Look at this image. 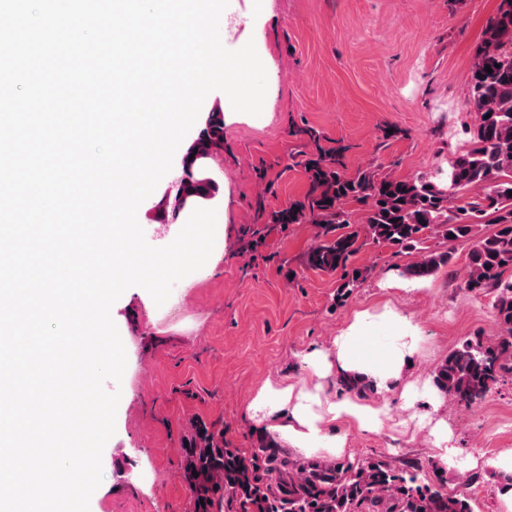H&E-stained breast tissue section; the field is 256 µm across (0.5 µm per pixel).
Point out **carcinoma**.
Listing matches in <instances>:
<instances>
[{
    "label": "carcinoma",
    "instance_id": "carcinoma-1",
    "mask_svg": "<svg viewBox=\"0 0 512 512\" xmlns=\"http://www.w3.org/2000/svg\"><path fill=\"white\" fill-rule=\"evenodd\" d=\"M492 72L485 71V67ZM475 115L467 147L449 168L400 178L371 171L346 172L349 146H316L304 163L308 190L289 206L269 212L268 224H312L315 242L306 256L313 270L339 272L336 303L346 301L366 270L352 258L369 243L399 254L419 251L405 268L425 278L451 268V245L473 241L464 287L494 295L497 336L467 339L434 371L439 393L459 407L478 406L512 374V0H500L475 50L467 86ZM224 147V118L213 112L183 158L185 178L178 192L203 194L208 185L194 177L195 160ZM365 212L353 225L348 205ZM492 231L480 235L479 226ZM444 240L445 251L424 246ZM346 392H374L354 376L336 379ZM183 459L182 477L193 496V512H224V497L239 512H473L470 497L427 477L433 460L417 457L396 469L381 457L311 463L278 461V445L257 435L249 453L224 445V431L197 424Z\"/></svg>",
    "mask_w": 512,
    "mask_h": 512
}]
</instances>
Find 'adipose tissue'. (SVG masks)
<instances>
[{
    "instance_id": "1",
    "label": "adipose tissue",
    "mask_w": 512,
    "mask_h": 512,
    "mask_svg": "<svg viewBox=\"0 0 512 512\" xmlns=\"http://www.w3.org/2000/svg\"><path fill=\"white\" fill-rule=\"evenodd\" d=\"M364 324V314H357L348 330L335 338V361H328L318 350L307 354L305 360L318 377L356 372L369 377L377 389L391 390L400 384L407 358L420 338L412 325H404L386 352L376 356L362 348ZM250 409L265 432L306 458L343 453L345 442L339 436L327 434L328 423L351 420L360 428L370 429L378 424L380 414L379 408L351 398L322 403L319 393L296 391L294 385L285 381L264 386L252 399Z\"/></svg>"
}]
</instances>
